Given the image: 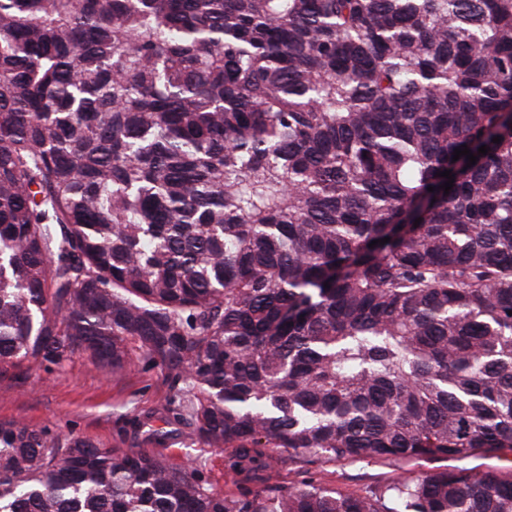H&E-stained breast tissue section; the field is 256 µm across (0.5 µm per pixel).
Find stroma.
Instances as JSON below:
<instances>
[{"mask_svg": "<svg viewBox=\"0 0 512 512\" xmlns=\"http://www.w3.org/2000/svg\"><path fill=\"white\" fill-rule=\"evenodd\" d=\"M164 372L145 366L128 373L106 374L77 356L63 366L45 369L25 361L0 374V421L20 420L60 433H73L108 446L120 445L128 417L155 411L164 403ZM447 459L376 461L309 465L314 481L352 495L383 486L398 477L450 467Z\"/></svg>", "mask_w": 512, "mask_h": 512, "instance_id": "35a3bbf8", "label": "stroma"}]
</instances>
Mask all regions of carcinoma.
<instances>
[{"label": "carcinoma", "mask_w": 512, "mask_h": 512, "mask_svg": "<svg viewBox=\"0 0 512 512\" xmlns=\"http://www.w3.org/2000/svg\"><path fill=\"white\" fill-rule=\"evenodd\" d=\"M83 354L235 490L0 422V512H512L284 473L512 449V0H0V373ZM188 448V449H187ZM176 460L182 461L186 454L191 456H200L206 461L207 466L211 469V478L217 490L232 489L233 486L230 482L231 475L227 474L224 469L228 451L224 448H200L198 445L183 446L176 445L167 451Z\"/></svg>", "instance_id": "carcinoma-1"}]
</instances>
